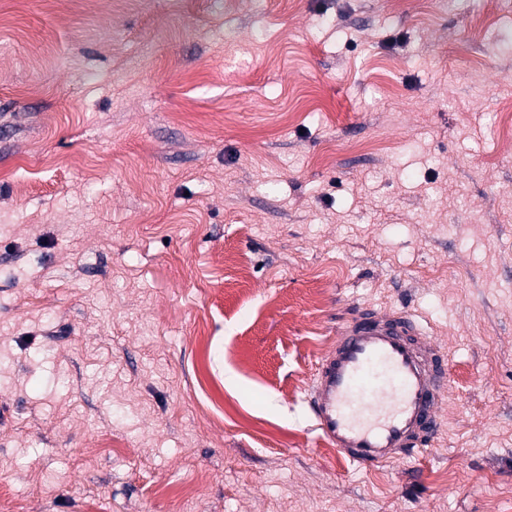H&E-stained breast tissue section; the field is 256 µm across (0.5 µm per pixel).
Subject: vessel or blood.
Here are the masks:
<instances>
[{"instance_id": "vessel-or-blood-1", "label": "vessel or blood", "mask_w": 512, "mask_h": 512, "mask_svg": "<svg viewBox=\"0 0 512 512\" xmlns=\"http://www.w3.org/2000/svg\"><path fill=\"white\" fill-rule=\"evenodd\" d=\"M449 393L445 353L412 314L363 308L322 353L305 401L320 439L370 470L430 446Z\"/></svg>"}]
</instances>
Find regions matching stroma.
I'll list each match as a JSON object with an SVG mask.
<instances>
[{"instance_id": "35a3bbf8", "label": "stroma", "mask_w": 512, "mask_h": 512, "mask_svg": "<svg viewBox=\"0 0 512 512\" xmlns=\"http://www.w3.org/2000/svg\"><path fill=\"white\" fill-rule=\"evenodd\" d=\"M512 0H0L14 512H512ZM358 307L446 351L368 471L305 393Z\"/></svg>"}]
</instances>
